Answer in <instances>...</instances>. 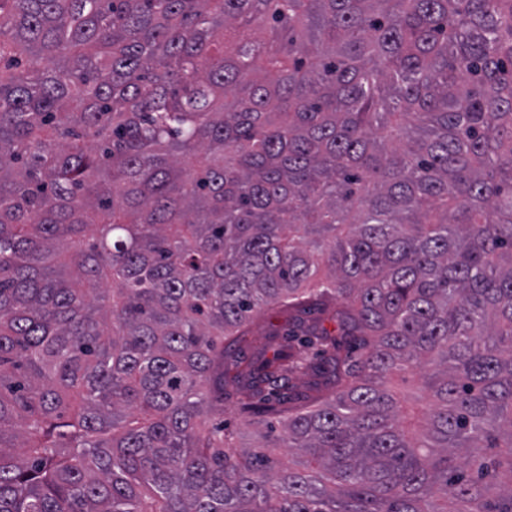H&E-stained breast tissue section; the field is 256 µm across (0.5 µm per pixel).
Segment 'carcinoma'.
I'll return each instance as SVG.
<instances>
[{
  "instance_id": "1",
  "label": "carcinoma",
  "mask_w": 512,
  "mask_h": 512,
  "mask_svg": "<svg viewBox=\"0 0 512 512\" xmlns=\"http://www.w3.org/2000/svg\"><path fill=\"white\" fill-rule=\"evenodd\" d=\"M0 512H512V0H0ZM249 336L262 338L266 333L278 330L283 333L288 329V315L280 313L269 314L264 320L256 321L249 327ZM294 344L299 367L286 373V379L282 381L281 393L284 396L282 407L286 410L288 408L300 407L306 404L310 398L319 394L318 390L314 387V382L317 381V378L314 375L313 367L309 368V366L318 361L315 354L323 347L317 343L311 346ZM421 381L410 373H397L390 377L388 387L403 401L401 421L407 428H416L424 421L427 412L425 401L417 400V387ZM266 418L244 408L239 397L232 391L224 398V426L238 432L236 444L250 446L261 441L260 431L264 430Z\"/></svg>"
}]
</instances>
